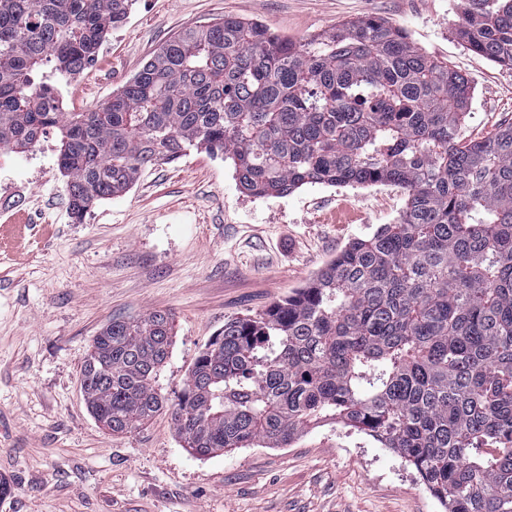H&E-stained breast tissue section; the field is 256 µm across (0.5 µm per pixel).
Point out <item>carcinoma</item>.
I'll return each mask as SVG.
<instances>
[{
	"instance_id": "cac0c4a2",
	"label": "carcinoma",
	"mask_w": 512,
	"mask_h": 512,
	"mask_svg": "<svg viewBox=\"0 0 512 512\" xmlns=\"http://www.w3.org/2000/svg\"><path fill=\"white\" fill-rule=\"evenodd\" d=\"M132 2L0 0V150L56 130L74 216L202 148L255 196L390 182L406 205L288 299L225 321L172 400L156 388L171 315L109 323L82 369L93 416L128 433L168 405L196 457L331 421L392 449L445 512H512V123L464 140L468 80L376 20L296 45L226 17L97 109L62 111L58 84ZM457 34L512 68V0H467Z\"/></svg>"
}]
</instances>
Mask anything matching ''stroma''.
I'll list each match as a JSON object with an SVG mask.
<instances>
[{"label":"stroma","mask_w":512,"mask_h":512,"mask_svg":"<svg viewBox=\"0 0 512 512\" xmlns=\"http://www.w3.org/2000/svg\"><path fill=\"white\" fill-rule=\"evenodd\" d=\"M226 17L299 45L346 22H389L468 78L464 139L512 122V69L457 36L464 0H135L63 87L65 111L97 108L169 39ZM57 154L53 132L31 151L0 150L19 189L0 211V512H442L411 465L342 425L199 459L166 410L135 431H106L80 383L102 327L161 310L174 337L159 384L174 397L226 320L266 309L349 241L396 223L401 188L313 184L257 197L222 153L194 151L144 168L78 221Z\"/></svg>","instance_id":"stroma-1"}]
</instances>
